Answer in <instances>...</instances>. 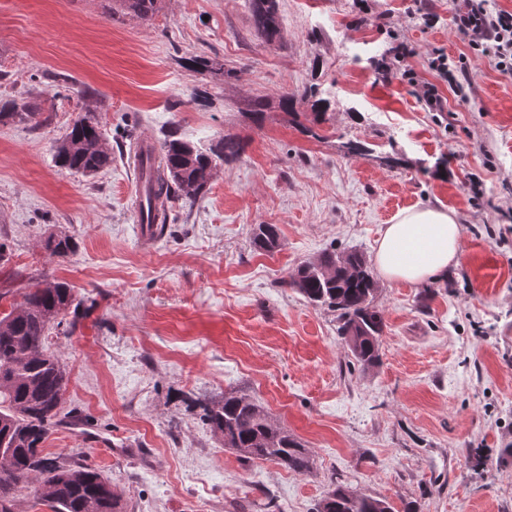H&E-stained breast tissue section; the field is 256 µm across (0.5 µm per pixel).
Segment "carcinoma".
Listing matches in <instances>:
<instances>
[{
	"label": "carcinoma",
	"mask_w": 512,
	"mask_h": 512,
	"mask_svg": "<svg viewBox=\"0 0 512 512\" xmlns=\"http://www.w3.org/2000/svg\"><path fill=\"white\" fill-rule=\"evenodd\" d=\"M121 10L144 21L156 13L157 0H119ZM257 32L268 42L281 36L276 0H250ZM47 127L52 115L44 114L35 101L6 100L0 103V121ZM162 170L153 176V154L147 164L151 196L195 200L206 188L212 172L225 159L239 152L233 140H220L204 148L194 142L169 136L159 147ZM55 163L75 173L93 175L112 166V150L93 116L87 114L68 128L57 143ZM254 245L265 252L280 247L278 228L258 224ZM44 248L65 258L76 244L65 234H52ZM285 284L307 301L337 312L338 332L348 343L354 360L363 368L379 361V338L383 318L373 305L376 282L365 258L351 252L344 256L325 253L316 262L300 265ZM80 303L65 282L49 281L23 295L7 314L0 313V450L8 464L0 466V512H14L20 485L37 481L42 501L51 512H122L120 495L112 481L81 459L43 453V444L60 424L58 404L66 390V370L60 355L47 349L50 331L72 333ZM210 430L224 437V447L249 459L272 460L286 470L303 472L309 467L306 449L288 430L274 425L265 410L253 400L230 392L224 399L203 408L201 416ZM317 512H395L387 501L355 495L338 485L320 502Z\"/></svg>",
	"instance_id": "cac0c4a2"
}]
</instances>
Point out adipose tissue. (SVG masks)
<instances>
[{"mask_svg": "<svg viewBox=\"0 0 512 512\" xmlns=\"http://www.w3.org/2000/svg\"><path fill=\"white\" fill-rule=\"evenodd\" d=\"M462 228L444 208L411 207L386 225L375 250L380 275L391 282L421 284L456 265Z\"/></svg>", "mask_w": 512, "mask_h": 512, "instance_id": "obj_1", "label": "adipose tissue"}]
</instances>
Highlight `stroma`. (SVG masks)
<instances>
[{
	"mask_svg": "<svg viewBox=\"0 0 512 512\" xmlns=\"http://www.w3.org/2000/svg\"><path fill=\"white\" fill-rule=\"evenodd\" d=\"M456 2L278 0L269 43L249 0H158L148 22L114 0H0V98L53 116L0 122V292L18 303L55 280L81 302L74 333L50 339L77 422L44 453L98 468L124 512H316L335 484L396 512H512V74L471 50ZM401 41L447 111L382 68ZM437 49L471 92L437 81ZM307 90L329 99L323 118ZM87 111L112 149L92 176L53 163ZM169 135L241 151L148 240L128 163ZM423 205L454 212L459 262L419 285L377 279L380 361L362 368L335 312L283 281L326 252L373 260L386 224ZM257 224L277 225L279 249L254 247ZM60 233L77 243L66 259L43 247ZM228 392L261 404L309 470L225 448L201 414Z\"/></svg>",
	"mask_w": 512,
	"mask_h": 512,
	"instance_id": "obj_1",
	"label": "stroma"
}]
</instances>
